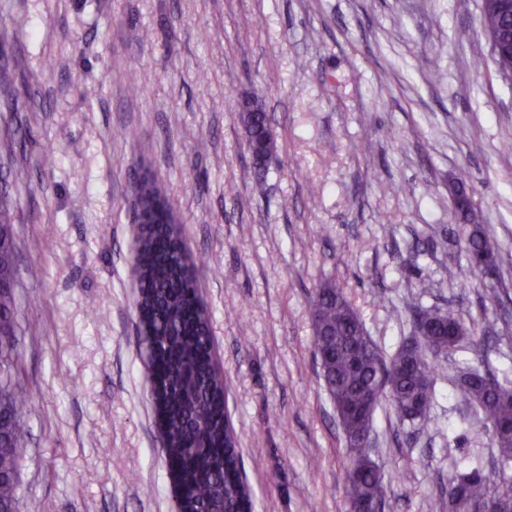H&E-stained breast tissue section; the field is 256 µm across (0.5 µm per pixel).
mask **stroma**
<instances>
[{"label": "stroma", "mask_w": 512, "mask_h": 512, "mask_svg": "<svg viewBox=\"0 0 512 512\" xmlns=\"http://www.w3.org/2000/svg\"><path fill=\"white\" fill-rule=\"evenodd\" d=\"M482 14L483 0H0V65L28 61L0 88L32 398L22 505L177 512L137 332L141 171L204 258L194 274L255 512H348L313 355L325 280L385 355L421 308L455 307L468 330L426 422L375 414L384 512H448L449 477L495 469L459 384L469 369L512 372V82ZM260 86L275 136L263 170L238 106ZM463 172L470 225L451 196ZM477 223L499 277L462 285L448 268Z\"/></svg>", "instance_id": "1"}]
</instances>
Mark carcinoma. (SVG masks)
<instances>
[{
	"instance_id": "obj_1",
	"label": "carcinoma",
	"mask_w": 512,
	"mask_h": 512,
	"mask_svg": "<svg viewBox=\"0 0 512 512\" xmlns=\"http://www.w3.org/2000/svg\"><path fill=\"white\" fill-rule=\"evenodd\" d=\"M487 33L499 34L512 18L483 15ZM264 91L253 92V106L242 113L248 144L262 137L268 121ZM456 216H474L463 179L453 193ZM148 228L133 247V277L145 288L140 306L146 336L141 343L147 368L157 379L154 399L163 418L164 450L170 455L185 494V508L196 512H252L250 489L243 477L229 420L224 411V377L213 358L206 306L189 292L186 267L195 257L180 228L170 223L172 206L158 192L146 200ZM0 512H19V474L26 434L25 413L30 403L20 380V302L16 291V244L0 199ZM467 265H456L449 277L474 274L482 259L498 269V244L480 228L468 236ZM314 353L323 388L336 411L345 441L347 501H361L382 509L391 491L369 449L358 439L372 438L375 408L389 404L404 424L428 419L439 358L461 348L467 334L456 310L436 308L414 312L415 329L425 339L403 342L385 357L370 336L352 303L336 283L325 281L312 298ZM420 367L424 377L414 369ZM462 390L477 405L478 420L491 432L499 452V467L487 473L476 467L448 480V512H512V379L495 372H464Z\"/></svg>"
}]
</instances>
